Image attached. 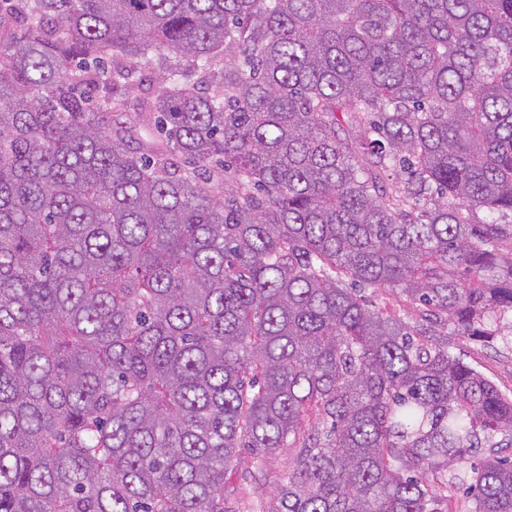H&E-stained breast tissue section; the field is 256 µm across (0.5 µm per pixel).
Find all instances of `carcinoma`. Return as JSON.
I'll use <instances>...</instances> for the list:
<instances>
[{"instance_id":"cac0c4a2","label":"carcinoma","mask_w":512,"mask_h":512,"mask_svg":"<svg viewBox=\"0 0 512 512\" xmlns=\"http://www.w3.org/2000/svg\"><path fill=\"white\" fill-rule=\"evenodd\" d=\"M3 17L0 512H237L290 437L266 512H512V399L448 352L512 313V0ZM300 451L301 442H293L290 438L287 448H283L278 454L266 459L264 465H257L254 464L257 459H254L249 451L244 450L240 465L229 469L224 475V490L229 491L232 493V497L237 498L244 511L261 512L265 498L270 497V493L288 470V462ZM259 466L264 473V480L260 485H254L247 471L254 472L255 467Z\"/></svg>"}]
</instances>
